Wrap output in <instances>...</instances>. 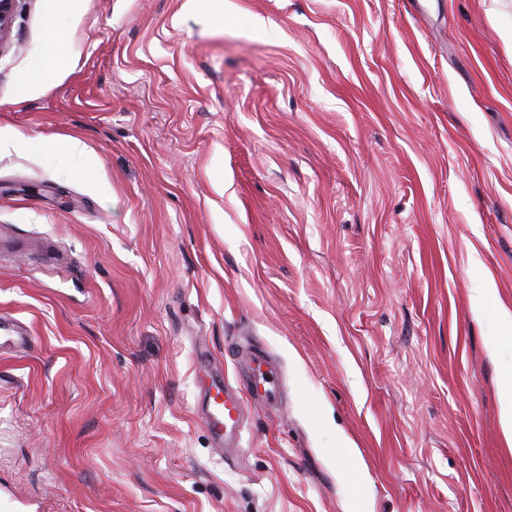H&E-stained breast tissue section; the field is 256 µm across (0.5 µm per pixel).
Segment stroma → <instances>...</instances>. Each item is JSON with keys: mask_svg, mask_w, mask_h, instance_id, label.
I'll use <instances>...</instances> for the list:
<instances>
[{"mask_svg": "<svg viewBox=\"0 0 512 512\" xmlns=\"http://www.w3.org/2000/svg\"><path fill=\"white\" fill-rule=\"evenodd\" d=\"M185 2L82 0L27 97L53 0L0 41V128L101 161L0 153V512H512V0ZM246 348L283 403L221 448ZM69 57V43L59 35H54L53 44L46 49L44 56L37 60L24 81L25 93L46 89L57 70L62 68ZM26 145L43 154H60L67 158L76 172L86 173L97 167V160L89 155L86 145L77 138H72L59 143L57 140L34 139L26 142ZM500 427L507 448L512 449V366L504 373L501 392ZM202 390L204 396L208 397L207 409L203 416V423L208 432L221 444L232 435H235L238 441L243 429V401L239 398H230L225 389L223 398L222 384L214 381Z\"/></svg>", "mask_w": 512, "mask_h": 512, "instance_id": "1", "label": "stroma"}]
</instances>
